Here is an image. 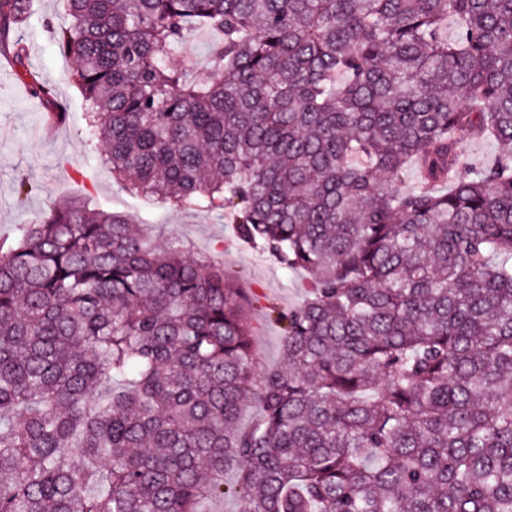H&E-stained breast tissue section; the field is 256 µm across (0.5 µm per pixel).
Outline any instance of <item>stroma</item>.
<instances>
[{"label":"stroma","instance_id":"obj_1","mask_svg":"<svg viewBox=\"0 0 512 512\" xmlns=\"http://www.w3.org/2000/svg\"><path fill=\"white\" fill-rule=\"evenodd\" d=\"M68 21L64 0H32L28 21L12 34L25 47L21 62L0 59V244L9 246L20 225L46 213L63 197L90 196L96 205L149 225L164 243L178 238L207 253L224 273L251 296L245 318L252 327L258 371L278 367L283 328L276 313L288 312L303 298L301 279L261 258L240 242L231 216L203 210H173L129 193L113 180L85 143V99L70 74L75 66L52 44L47 23ZM49 86L52 101L35 95L30 79ZM66 119L55 136L45 133L50 106ZM29 178V193L18 191L20 177Z\"/></svg>","mask_w":512,"mask_h":512}]
</instances>
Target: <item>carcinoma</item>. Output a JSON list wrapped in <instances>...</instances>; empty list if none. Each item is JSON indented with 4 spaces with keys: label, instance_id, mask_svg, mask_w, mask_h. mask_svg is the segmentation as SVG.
Instances as JSON below:
<instances>
[{
    "label": "carcinoma",
    "instance_id": "carcinoma-1",
    "mask_svg": "<svg viewBox=\"0 0 512 512\" xmlns=\"http://www.w3.org/2000/svg\"><path fill=\"white\" fill-rule=\"evenodd\" d=\"M66 7L112 177L231 213L307 288L259 376L247 294L209 257L81 200L22 225L0 245V512H205L229 468L238 512H512V0ZM30 13L0 0L1 52ZM203 28L200 77L169 51ZM465 138L496 163L469 169Z\"/></svg>",
    "mask_w": 512,
    "mask_h": 512
}]
</instances>
